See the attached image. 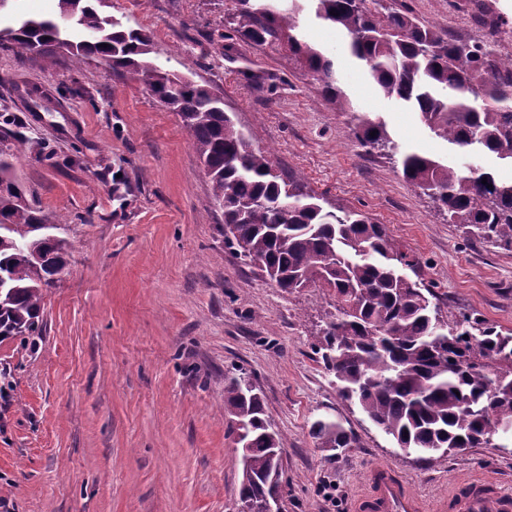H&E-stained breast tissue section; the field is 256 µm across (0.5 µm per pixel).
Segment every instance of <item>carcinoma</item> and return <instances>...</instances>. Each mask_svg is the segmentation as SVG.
<instances>
[{
    "instance_id": "cac0c4a2",
    "label": "carcinoma",
    "mask_w": 512,
    "mask_h": 512,
    "mask_svg": "<svg viewBox=\"0 0 512 512\" xmlns=\"http://www.w3.org/2000/svg\"><path fill=\"white\" fill-rule=\"evenodd\" d=\"M315 17L333 27L361 61L377 92L416 112L435 137L472 154L512 164V54L492 45L503 20L483 21L490 39L461 42L414 16L368 0H311ZM301 0H235L234 32L254 44H277L321 82L338 112L351 101L334 63L307 40L297 15ZM339 15L334 16L330 11ZM0 46L46 59L65 51L80 63L98 57L132 74L174 112L209 176L224 223L237 234L227 248L276 279L278 287L321 288L336 299V320L318 346L341 394L408 452L496 448L512 437V332L464 316L443 320L441 308L404 268L415 261L384 225L355 210H327L294 176L273 174L270 158L252 147L207 89L164 71L148 58L149 36L101 13L95 0H57V13L0 28ZM376 132L371 136L370 132ZM362 142L393 155L398 144L381 120L363 122ZM406 181L428 195L463 232L512 250V180L418 152L401 156ZM487 183H482V179ZM288 202V210L279 208ZM67 223L28 198L0 153V341L36 345L42 291L67 264V244L48 231ZM246 380L224 385L233 431L246 433L240 501L268 492L271 449L282 438ZM320 447L342 450L355 438L340 423L311 426Z\"/></svg>"
}]
</instances>
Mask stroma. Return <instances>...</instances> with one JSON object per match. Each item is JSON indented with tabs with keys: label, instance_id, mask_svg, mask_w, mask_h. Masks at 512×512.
Here are the masks:
<instances>
[{
	"label": "stroma",
	"instance_id": "stroma-1",
	"mask_svg": "<svg viewBox=\"0 0 512 512\" xmlns=\"http://www.w3.org/2000/svg\"><path fill=\"white\" fill-rule=\"evenodd\" d=\"M385 4L471 43L486 38L479 13L502 15L509 24L495 47L512 52V0ZM104 11L150 36L158 67L223 98L278 174L299 176L326 208L385 225L445 319L512 330V252L449 223L397 157L361 145L355 127L379 116L400 148L505 178L511 167L455 154L379 96L310 12L299 26L335 50L353 111H336L286 50L232 37L234 0H106ZM21 140L29 148L14 174L45 213L66 217L56 234L69 258L43 291L36 349L0 342L13 371L0 390V512H237L241 451L224 382L241 374L283 441L282 512H351L379 464L430 510L477 479L512 492V445L408 454L339 395L316 352L333 298L282 291L225 247L224 216L186 130L132 75L97 58L1 48L0 151ZM323 416L352 432L354 447H319L311 425Z\"/></svg>",
	"mask_w": 512,
	"mask_h": 512
}]
</instances>
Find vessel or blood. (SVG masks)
<instances>
[{
  "instance_id": "b4317fda",
  "label": "vessel or blood",
  "mask_w": 512,
  "mask_h": 512,
  "mask_svg": "<svg viewBox=\"0 0 512 512\" xmlns=\"http://www.w3.org/2000/svg\"><path fill=\"white\" fill-rule=\"evenodd\" d=\"M368 484L369 492L357 498L354 512H426L422 501L387 467L372 468ZM436 512H512V494H491L477 484L467 494L443 499Z\"/></svg>"
}]
</instances>
